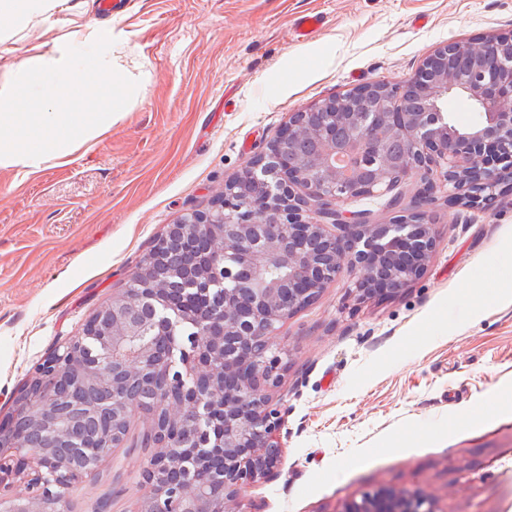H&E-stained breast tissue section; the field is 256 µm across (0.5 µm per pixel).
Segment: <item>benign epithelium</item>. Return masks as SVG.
Listing matches in <instances>:
<instances>
[{
	"label": "benign epithelium",
	"mask_w": 512,
	"mask_h": 512,
	"mask_svg": "<svg viewBox=\"0 0 512 512\" xmlns=\"http://www.w3.org/2000/svg\"><path fill=\"white\" fill-rule=\"evenodd\" d=\"M469 97L477 123L458 128L443 102ZM419 177L414 207L375 224L343 205L381 196ZM451 204L488 209L512 191V33L449 42L401 84L372 81L293 113L214 206L166 225L125 288L82 332L38 363L13 399V415L48 433L0 431V512H71L69 489L97 474L134 417L155 449L141 476L136 512H242L245 489L281 464L282 415L274 402L288 369L275 344L281 325L343 273L359 300L397 295L426 271L436 248L430 210L438 185ZM191 239L207 251L175 267L173 248ZM178 325L196 332L175 340ZM159 339L167 361H155ZM76 377L112 397L60 403L56 383ZM135 383L146 403L123 395ZM112 413V431L87 456L77 425ZM224 467L189 470L203 455ZM342 512H440L417 489L379 488Z\"/></svg>",
	"instance_id": "1"
}]
</instances>
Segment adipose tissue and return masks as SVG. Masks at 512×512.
<instances>
[{"mask_svg": "<svg viewBox=\"0 0 512 512\" xmlns=\"http://www.w3.org/2000/svg\"><path fill=\"white\" fill-rule=\"evenodd\" d=\"M68 2L0 0V18L11 23L0 28V41L43 25ZM120 42L111 25L90 24L0 76V169L27 176L48 161L65 162L126 112L129 94L115 54ZM78 44L91 47L92 56L79 60Z\"/></svg>", "mask_w": 512, "mask_h": 512, "instance_id": "adipose-tissue-1", "label": "adipose tissue"}]
</instances>
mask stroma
Here are the masks:
<instances>
[{
    "label": "stroma",
    "mask_w": 512,
    "mask_h": 512,
    "mask_svg": "<svg viewBox=\"0 0 512 512\" xmlns=\"http://www.w3.org/2000/svg\"><path fill=\"white\" fill-rule=\"evenodd\" d=\"M324 24L309 40L299 14ZM98 0L0 43V75L98 20ZM112 26L134 63L111 128L26 177L0 169V418L35 362L123 288L164 225L206 211L293 112L375 80L398 83L436 47L512 31V0H126ZM426 273L364 302L339 276L281 327L284 455L247 512H341L381 486L441 512H512V288L468 301V276L512 279V194L484 211L437 201ZM133 420L73 512H135L151 456ZM395 446L384 454V446ZM322 26L323 18L318 14H302L292 24L293 31L299 39L313 37Z\"/></svg>",
    "instance_id": "1"
}]
</instances>
